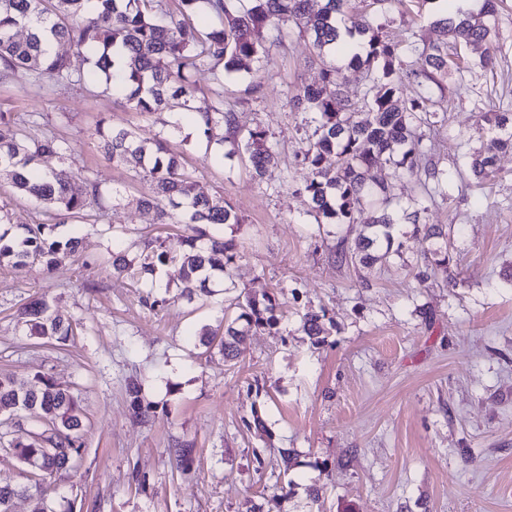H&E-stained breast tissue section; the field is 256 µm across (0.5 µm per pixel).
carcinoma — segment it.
I'll return each instance as SVG.
<instances>
[{"label":"carcinoma","mask_w":512,"mask_h":512,"mask_svg":"<svg viewBox=\"0 0 512 512\" xmlns=\"http://www.w3.org/2000/svg\"><path fill=\"white\" fill-rule=\"evenodd\" d=\"M91 1L97 14L88 18L85 12ZM249 2L248 8L241 9L237 0H175L171 9L167 0H0V75L22 67L36 81L49 74L59 85L88 88L96 85L92 76L101 73L106 89L123 95L137 112H160L173 100L191 111L196 70L208 67L220 87L224 75L237 71L243 60L262 61L266 50L255 39V32L293 24L322 63L323 85L306 86L292 97L294 109L310 114L316 123L314 139L301 159L308 169L303 192L310 198L316 223L326 219L331 224H352L364 207H374L376 216L367 225L368 233L352 245L342 242L339 254L356 265L381 261L402 248L392 234L397 223L393 181L413 177L422 195L402 216L413 225V234L428 243L424 254L431 255L435 266H448V248L432 242L441 233L433 224L420 223L426 202L437 196L448 199L453 177L452 170L433 163L424 143L425 130L442 124L446 112L442 100L434 99L431 86H441L440 78L448 74V45H479L488 41L489 29L473 24L466 14L438 19L436 39L407 62L384 22L387 6L400 5L402 0H375L381 14L372 20L350 12V0H322L316 11L310 7L311 0ZM201 10L215 18L204 31L190 23L191 15ZM34 23L47 26L57 42L70 44L74 52L47 53L35 32L17 38V29ZM330 45L336 53L350 57L349 66L364 70V106L327 93L326 86H337L342 79V69L325 60ZM214 96V103L198 112L197 135L209 143L236 145L248 155L254 175L263 177L276 164L266 132L255 128L239 137L234 113L224 110L221 91L215 90ZM481 104V126L500 136L473 154L468 165L474 174L487 179L495 174V153L512 149V108L491 100ZM24 125L23 118L0 113V176L40 201L52 220L87 217L98 223L112 195L88 177L83 178L84 191L78 192L62 176L40 172L36 164L43 155L57 154L65 160L69 147L54 136L23 142L19 131ZM97 135L106 159L143 172L149 193L136 200L138 206L155 210L162 224H180L187 216L197 225L190 234L160 243L138 262L124 254L113 256V270L140 280L153 277L160 265L178 264L191 296L207 293L212 279L230 276L240 258L237 245L206 231L209 225L241 223L224 195L192 192L181 157L170 152L163 139L147 144L131 131L102 126ZM329 156L336 157L334 170L323 165ZM54 228L47 222L23 225L22 235L13 240L0 234V267L21 269L38 261L49 271L61 259L75 255L81 238L54 240ZM278 307L273 296L243 293L236 303L237 316L224 324V336L219 339L224 358H237V344L244 336L276 326ZM20 319L32 336L62 339L72 333V326L53 317L43 299L25 304ZM323 320L324 316L312 310L303 315L302 329L315 345L322 344L327 333ZM127 393L132 413L148 417L151 407L142 403L139 386L128 385ZM18 410L34 415L40 428L0 450L24 466V478L37 491L34 512H48L45 495L55 478L76 468L81 458L84 408L70 389L44 375L30 383L1 376L0 413Z\"/></svg>","instance_id":"carcinoma-1"}]
</instances>
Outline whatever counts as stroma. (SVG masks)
Instances as JSON below:
<instances>
[{
	"label": "stroma",
	"mask_w": 512,
	"mask_h": 512,
	"mask_svg": "<svg viewBox=\"0 0 512 512\" xmlns=\"http://www.w3.org/2000/svg\"><path fill=\"white\" fill-rule=\"evenodd\" d=\"M446 7L407 0L389 12L388 30L427 43ZM472 21L489 27L497 63L483 69L480 49H466L463 72L443 82L447 119L426 142L445 169L492 136L477 129L476 92L512 103V0ZM255 38L268 57L225 76L224 105L241 131L266 130L278 162L261 179L231 144L187 138L191 116L180 107L143 114L122 96L60 88L22 68L0 82V111L38 116L24 140L50 131L72 151L66 162L43 156L41 170L77 189L79 170L117 195L100 224L58 223L57 239L80 234L76 256L48 272L0 268V375L49 376L85 412L82 459L56 481L52 512H257L274 495V512H512V152L499 153L495 177L463 173L451 201L430 203L426 223L448 231L447 268L424 262L409 224L399 227L401 255L369 267L339 262V241L354 242L372 213L340 225L310 214L299 160L315 125L290 99L320 84L321 65L297 29ZM100 123L166 136L185 154L195 192L224 194L242 222L210 231L238 245L232 287L189 302L178 265L148 282L114 272L113 254L135 257L185 227L136 206L148 183L98 152ZM0 207L19 226L46 219L4 178ZM247 291L274 294L280 322L246 336L228 361L201 334L223 328ZM36 297L72 324L66 340L31 337L19 323L18 309ZM310 310L329 330L319 346L302 330ZM131 379L153 405L143 421L127 408ZM181 441L194 446L186 472L172 455ZM282 448L294 451L290 467L277 463Z\"/></svg>",
	"instance_id": "35a3bbf8"
}]
</instances>
